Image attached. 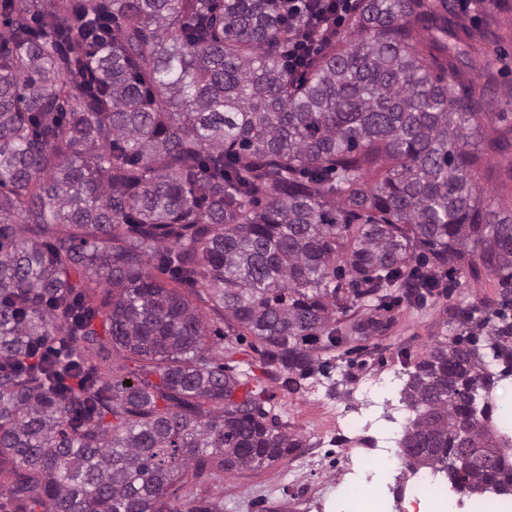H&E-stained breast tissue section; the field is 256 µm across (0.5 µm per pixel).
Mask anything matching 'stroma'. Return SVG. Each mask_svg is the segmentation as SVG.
<instances>
[{"label": "stroma", "instance_id": "obj_1", "mask_svg": "<svg viewBox=\"0 0 512 512\" xmlns=\"http://www.w3.org/2000/svg\"><path fill=\"white\" fill-rule=\"evenodd\" d=\"M461 32L476 26L489 28L491 41L479 42L467 79L482 87L494 78L496 94L487 96L479 136L474 148L487 139L502 138L512 143V6L495 8L478 23L457 16ZM476 182L494 204L512 208V146L488 153L475 170ZM494 281L487 273L465 276L450 297L432 299L420 308H399L387 333L371 338L365 351L347 373L332 369L330 377H316L308 393L292 394L279 388L273 374L260 361L258 344L246 338L235 359L250 363L258 380L281 415L287 432L298 435L310 447H318L319 458H304L295 451L287 461L258 470L233 471L203 483L197 489L200 505L213 512H269L272 499L306 498L304 512H339V503L357 477L373 470L375 458L365 444L363 423L376 419L378 426L401 436L409 412L400 400L402 367L400 353L419 358L441 336L447 335L449 298L474 304L494 297Z\"/></svg>", "mask_w": 512, "mask_h": 512}]
</instances>
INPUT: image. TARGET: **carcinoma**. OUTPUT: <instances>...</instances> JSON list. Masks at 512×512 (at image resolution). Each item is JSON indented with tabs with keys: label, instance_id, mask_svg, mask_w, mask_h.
Listing matches in <instances>:
<instances>
[{
	"label": "carcinoma",
	"instance_id": "cac0c4a2",
	"mask_svg": "<svg viewBox=\"0 0 512 512\" xmlns=\"http://www.w3.org/2000/svg\"><path fill=\"white\" fill-rule=\"evenodd\" d=\"M0 18V496L13 512H212L178 492L303 447L250 389L252 365L223 363L246 336L301 394L394 307L482 269L496 298L457 300L449 334L402 363L399 447L470 495L512 487V443L491 421L512 373V211L474 179L491 86L459 93L475 46L448 0H357L301 78L275 0H0ZM425 20L427 56L410 33ZM155 269L224 311L220 341ZM61 345L76 388H56ZM108 345L140 373L88 364ZM464 447L498 467L462 464Z\"/></svg>",
	"mask_w": 512,
	"mask_h": 512
}]
</instances>
